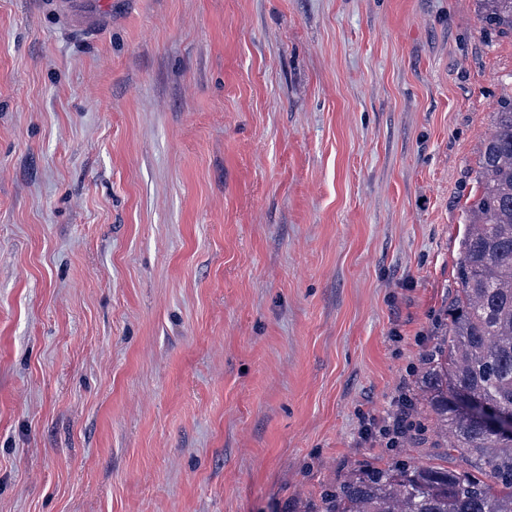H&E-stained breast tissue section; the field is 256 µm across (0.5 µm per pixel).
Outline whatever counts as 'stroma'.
<instances>
[{
	"label": "stroma",
	"mask_w": 512,
	"mask_h": 512,
	"mask_svg": "<svg viewBox=\"0 0 512 512\" xmlns=\"http://www.w3.org/2000/svg\"><path fill=\"white\" fill-rule=\"evenodd\" d=\"M512 37L479 0H0V512H304L416 397Z\"/></svg>",
	"instance_id": "1"
}]
</instances>
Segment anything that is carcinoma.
<instances>
[{"instance_id": "1", "label": "carcinoma", "mask_w": 512, "mask_h": 512, "mask_svg": "<svg viewBox=\"0 0 512 512\" xmlns=\"http://www.w3.org/2000/svg\"><path fill=\"white\" fill-rule=\"evenodd\" d=\"M481 4L487 25L512 36V0ZM468 213L454 309L419 386L428 425L411 439L456 453L458 464L354 467L326 490L323 512H512V434H494L454 406L464 391L512 412V97L498 103L482 144Z\"/></svg>"}]
</instances>
